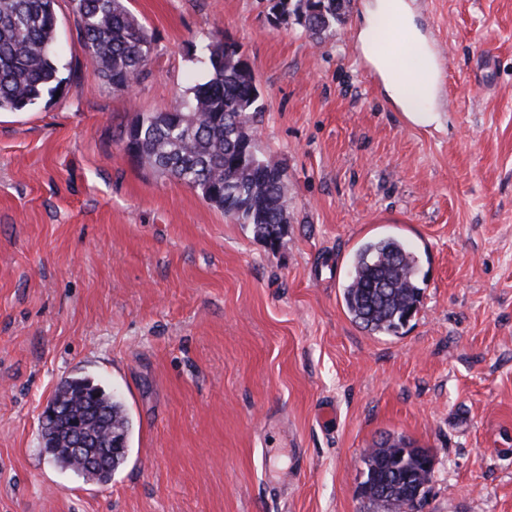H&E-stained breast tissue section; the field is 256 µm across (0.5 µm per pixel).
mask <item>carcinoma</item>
I'll return each mask as SVG.
<instances>
[{
  "instance_id": "carcinoma-1",
  "label": "carcinoma",
  "mask_w": 512,
  "mask_h": 512,
  "mask_svg": "<svg viewBox=\"0 0 512 512\" xmlns=\"http://www.w3.org/2000/svg\"><path fill=\"white\" fill-rule=\"evenodd\" d=\"M78 22L79 47L113 88L130 92L152 60L153 38L130 13L124 0H72ZM280 23L290 16L313 35L341 20L345 0H269ZM56 0H0V112H22L43 94L65 82L52 55L57 37ZM206 78L192 86L165 112L138 116L141 135L136 159L200 191L224 214L252 226L270 245L280 240L283 213L288 211L281 163L250 145L240 159L238 127L249 130L260 112L253 72L237 42L213 35L199 45ZM419 258L402 238L385 236L363 243L351 256L343 300L363 328L395 335L421 303ZM55 399L66 420L48 418L42 431L44 448L54 463L75 473L108 482L129 448L130 421L114 395L86 378L61 383ZM81 428L99 448L120 439L124 451L106 459V467L90 469L86 459L70 451L71 428ZM363 498L371 512H415L407 486H424L432 472L422 468L413 444L403 439L380 442L364 458Z\"/></svg>"
}]
</instances>
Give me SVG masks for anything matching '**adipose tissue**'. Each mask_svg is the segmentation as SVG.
Here are the masks:
<instances>
[{
    "label": "adipose tissue",
    "instance_id": "adipose-tissue-1",
    "mask_svg": "<svg viewBox=\"0 0 512 512\" xmlns=\"http://www.w3.org/2000/svg\"><path fill=\"white\" fill-rule=\"evenodd\" d=\"M394 28L403 29L409 36L412 53L406 58H395L379 48L382 33ZM360 45L393 104L413 122H431L439 66L407 0H373L364 19Z\"/></svg>",
    "mask_w": 512,
    "mask_h": 512
}]
</instances>
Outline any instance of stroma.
<instances>
[{"label":"stroma","mask_w":512,"mask_h":512,"mask_svg":"<svg viewBox=\"0 0 512 512\" xmlns=\"http://www.w3.org/2000/svg\"><path fill=\"white\" fill-rule=\"evenodd\" d=\"M367 0L331 33L272 23L268 0H128L154 38L116 91L56 0L68 79L0 116V512H369L381 438L429 449L425 512H512V0H411L441 68L436 121H410L359 46ZM243 48L256 147L287 174L270 247L125 153L142 113ZM392 233L422 299L373 334L341 295L350 253ZM88 377L133 431L110 481L50 461L40 414Z\"/></svg>","instance_id":"1"}]
</instances>
